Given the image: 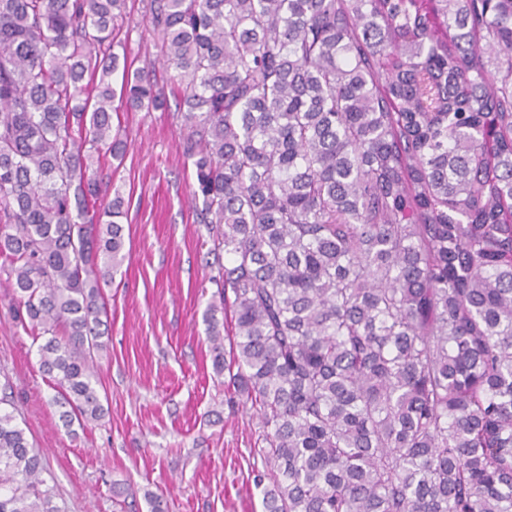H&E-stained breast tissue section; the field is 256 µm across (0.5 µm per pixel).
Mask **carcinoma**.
Segmentation results:
<instances>
[{
  "mask_svg": "<svg viewBox=\"0 0 512 512\" xmlns=\"http://www.w3.org/2000/svg\"><path fill=\"white\" fill-rule=\"evenodd\" d=\"M126 9L0 0V272L67 430L105 416L112 103L168 102L127 65ZM148 24L265 512H512V0H150ZM55 497L0 409V512Z\"/></svg>",
  "mask_w": 512,
  "mask_h": 512,
  "instance_id": "obj_1",
  "label": "carcinoma"
}]
</instances>
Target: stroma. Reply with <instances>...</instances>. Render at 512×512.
I'll return each mask as SVG.
<instances>
[{
    "label": "stroma",
    "mask_w": 512,
    "mask_h": 512,
    "mask_svg": "<svg viewBox=\"0 0 512 512\" xmlns=\"http://www.w3.org/2000/svg\"><path fill=\"white\" fill-rule=\"evenodd\" d=\"M148 14L149 0H127L128 60L155 65L166 84ZM119 121L127 151L112 181L124 198L126 260L103 286L108 341L95 366L106 415L67 433L1 275L0 372L15 414L56 477L62 512H150L151 492L166 512H263L251 478L259 418L227 406L228 378L212 367L203 314L216 287L178 108L123 111Z\"/></svg>",
    "instance_id": "1"
}]
</instances>
